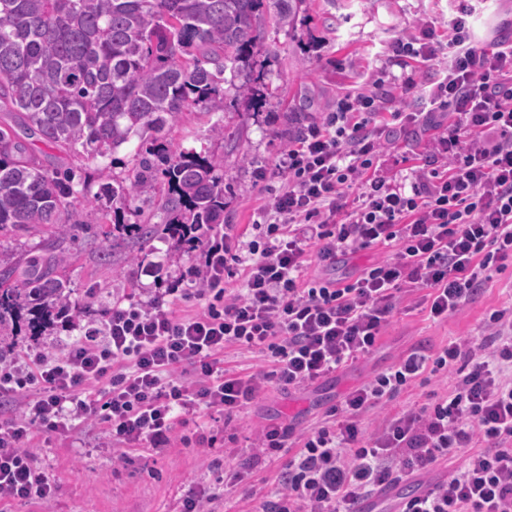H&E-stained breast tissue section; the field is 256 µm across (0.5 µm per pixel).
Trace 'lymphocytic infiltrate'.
Returning <instances> with one entry per match:
<instances>
[{
  "instance_id": "1",
  "label": "lymphocytic infiltrate",
  "mask_w": 512,
  "mask_h": 512,
  "mask_svg": "<svg viewBox=\"0 0 512 512\" xmlns=\"http://www.w3.org/2000/svg\"><path fill=\"white\" fill-rule=\"evenodd\" d=\"M486 7L456 0L447 42L423 23L392 43L399 66L449 58L424 89V109L385 120L379 95L360 91L289 142L277 161L287 186L247 256L233 225H218L185 287L113 305L64 354L0 360V399L22 405L21 417L0 423V512L54 496L31 448L41 435L69 441L78 423L97 420L116 445L163 449L183 415L203 408L229 423L269 380L300 389L370 354L403 297L423 293L430 318L443 321L512 264V42L478 43ZM398 124L439 131L406 177L378 164ZM369 248L386 258L350 282L306 275L310 264ZM234 257L242 282L231 292L224 275ZM485 327L482 337L410 352L301 437L263 427L257 458L287 447L292 456L255 512H354L458 456L462 466L409 496L402 512H512V307L490 312ZM231 346L262 350L272 372L225 370ZM178 370L192 384L174 381ZM434 377L449 389L386 417L375 433L362 427L363 414Z\"/></svg>"
}]
</instances>
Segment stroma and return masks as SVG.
<instances>
[{
    "label": "stroma",
    "mask_w": 512,
    "mask_h": 512,
    "mask_svg": "<svg viewBox=\"0 0 512 512\" xmlns=\"http://www.w3.org/2000/svg\"><path fill=\"white\" fill-rule=\"evenodd\" d=\"M452 14L448 0H306L297 30L277 28L270 16L258 21L262 34L252 74L258 105L239 101L226 112L192 110L170 128L167 139L185 149L206 150L224 159V221L234 225L243 241L253 240L256 226L284 185L274 165L288 140L323 113L333 111L336 98L351 89H371L380 71L400 75L388 57L390 43L419 22L447 36ZM480 42L512 41V0H492L475 27ZM224 125L223 138L211 127ZM265 171L257 181V171ZM73 256L66 274L74 295L92 300L105 311L127 298L148 299L161 284L176 281L186 268L200 262L198 248L175 247L163 237L148 243L111 241L89 230L68 244ZM146 252L148 264L134 261ZM168 270L156 280L150 266ZM512 305V266L488 283L486 290L462 312L443 321L431 320L419 297L403 299L390 318L379 347L335 376L314 385L286 391L269 383L230 424L213 421L209 412L195 414L188 425L176 426L169 447L112 453V444L97 427L80 426L72 444L39 441L35 454L56 481L57 494L47 510L15 504L13 512H175L182 495L202 488L225 469L255 453V436L270 423L303 432L318 425L349 391L394 365L411 351H433L455 337L480 334L487 313ZM283 459L262 462L245 473L236 487L226 489L220 512H249L252 486L273 482Z\"/></svg>",
    "instance_id": "stroma-1"
}]
</instances>
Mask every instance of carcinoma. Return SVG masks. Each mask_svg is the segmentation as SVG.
Returning a JSON list of instances; mask_svg holds the SVG:
<instances>
[{"mask_svg": "<svg viewBox=\"0 0 512 512\" xmlns=\"http://www.w3.org/2000/svg\"><path fill=\"white\" fill-rule=\"evenodd\" d=\"M306 0H0V110L18 114L0 126V233L46 235L52 268L0 259V328L27 320L43 335L69 309L66 242L89 227L72 197L99 184L119 213L135 199L158 200L163 224H102L146 243L159 230L178 243L205 236L224 219V158L176 147L161 132L192 109L223 112L229 72L245 81L235 98H255L248 72L260 45L257 17L269 10L295 28ZM137 135L142 147L127 177L87 163ZM33 139L70 158L48 168ZM167 190L156 196L159 178Z\"/></svg>", "mask_w": 512, "mask_h": 512, "instance_id": "carcinoma-1", "label": "carcinoma"}]
</instances>
